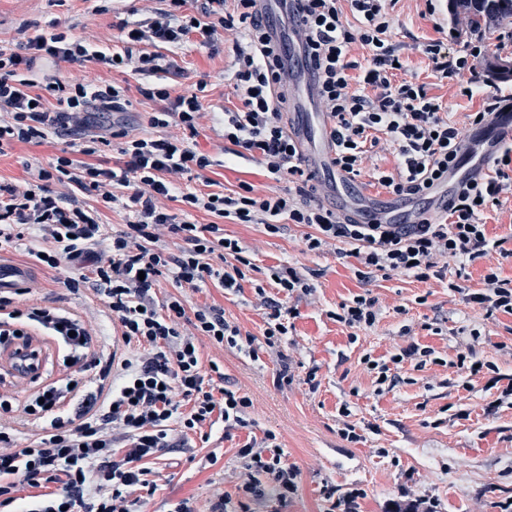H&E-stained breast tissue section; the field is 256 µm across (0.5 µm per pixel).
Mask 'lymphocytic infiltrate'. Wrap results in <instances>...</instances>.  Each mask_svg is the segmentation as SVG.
Listing matches in <instances>:
<instances>
[{
  "mask_svg": "<svg viewBox=\"0 0 512 512\" xmlns=\"http://www.w3.org/2000/svg\"><path fill=\"white\" fill-rule=\"evenodd\" d=\"M164 2L145 20H121L122 47L109 55L67 30L34 34L17 51L0 50V149L41 144L53 135L70 139L68 153L39 169L33 183L0 184V252L16 247L35 229L48 245L42 265L56 269L65 261L84 260L90 246L107 242L106 262L64 284L102 297L118 319L123 346L142 350L138 356L111 355L101 369L102 377L111 378L110 386L90 390L51 384L39 389L30 403L32 413L49 418L50 425L33 434L25 447H15L17 427L5 419L13 407L0 400V510L139 512L141 502L156 490L146 462L173 447L171 431L185 436L216 418L228 430L245 426L250 398L221 387L223 371L215 364L202 366L194 337L217 336L251 353L260 340L273 348L288 333L281 309L269 314L262 337L256 338L242 335L220 308L190 312L179 298L161 304L155 298L163 278L178 288L198 289L211 282L227 290L239 287L251 262L237 240L225 237L220 220L261 224L272 234L284 219L304 224L314 229L306 238L309 250L346 243L351 256L371 272L397 271L423 282L434 275L436 258L472 260L488 252L480 215L488 203L498 201L512 177L506 170L512 147H497L492 168L477 166L462 173L465 138L443 117L442 101L424 86L392 81L400 54L387 38L391 19L383 0H296L297 16L306 32V58L316 67L320 100L333 123L334 167L347 177L357 176L370 134L383 132L397 144L400 157L398 175L379 178L393 195L422 201L435 185L453 182L446 216L426 214L410 224L344 219L335 209L311 202L303 157L287 131L285 105L276 94L277 66L286 46L270 41L269 23L256 10V0H235L230 13L224 0H204L197 19L184 14L187 0ZM347 11L353 16L349 23L343 20ZM234 28L241 35L234 53L242 105L225 111L224 138L236 146L238 157L288 181V190L280 195L259 196L247 184L229 194L176 193L173 176L204 183L213 165L193 143L205 84L176 97L155 84L142 88L145 98L160 103L148 116L160 134L138 136L110 119L128 105L125 87L72 84L51 71L61 62L93 61L109 70L130 66L140 75H174L179 71L176 61L159 53V46L194 40L214 47L222 31ZM355 43L367 50L365 64L349 58ZM421 50L440 77L457 82L461 95L469 97L482 88L475 70L476 60L489 51L482 38L467 40L453 54L440 38L422 43ZM85 114L106 116L110 122L102 134L81 138L77 132ZM172 125L182 128V136L165 135ZM113 149L122 163L100 164L99 156ZM77 152L83 162H75ZM56 181L74 186L75 194H57L51 188ZM83 193L125 211V229L105 236L97 213L80 202ZM175 193L180 212L159 207V199ZM201 210L213 214L215 223L193 222L192 212ZM162 227L181 240L178 252L162 244ZM229 257L234 263L228 267L224 261ZM187 318L195 329L191 336L180 329ZM39 331L62 345L71 365L88 370L92 338L80 317L57 308L24 311L0 294V342L29 345ZM237 456L244 477L236 496L219 497L208 512H250L251 502L266 492L284 500L296 489L300 472L284 459L275 435H267L259 447L245 444Z\"/></svg>",
  "mask_w": 512,
  "mask_h": 512,
  "instance_id": "f902f5d3",
  "label": "lymphocytic infiltrate"
}]
</instances>
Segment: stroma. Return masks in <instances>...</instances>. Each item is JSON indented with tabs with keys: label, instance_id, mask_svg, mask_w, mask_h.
Masks as SVG:
<instances>
[{
	"label": "stroma",
	"instance_id": "35a3bbf8",
	"mask_svg": "<svg viewBox=\"0 0 512 512\" xmlns=\"http://www.w3.org/2000/svg\"><path fill=\"white\" fill-rule=\"evenodd\" d=\"M447 0H386L392 19L389 39L403 58L394 83L412 82L426 87L447 107L448 121L471 132L472 115L493 94L512 93V82L501 83L465 98L455 81L440 78L432 62L421 52L423 42L437 38V28L449 23ZM159 0H105L96 11L93 0H0V49L18 48L27 37L49 29L50 21L70 29L94 48L112 52L118 48L117 19L137 8L146 19ZM235 31L224 34L218 47L190 42L168 48L181 68L167 78L171 95L195 91L206 82L199 121L198 150L218 159L210 178L213 191L227 193L241 184L256 194L274 195L287 183L277 180L258 164L235 156V147L217 137L225 109L239 107L232 72ZM58 75L68 80H99L128 86L131 103L125 115L128 129L150 133L148 114L156 104L141 96L145 76L134 72H109L93 63H60ZM63 141L41 145L17 144L0 155V181L19 186L31 182L38 168L60 155ZM397 146L380 135L368 148L360 173L345 184L344 201L369 198L394 205L398 213L411 204L395 199L378 181L379 173H396ZM491 248L484 258L459 261L439 258L441 277L417 281L393 272L389 276L361 275L356 258L347 256L339 243L312 252L306 246L310 229L303 224L285 225L280 234H269L261 224H225V237L238 240L252 263L240 288L227 291L217 284L191 290L174 287L171 280L156 287L158 300L180 297L187 309L214 306L242 333L262 336L270 312L267 299L294 307L298 315L288 322V334L279 349L258 345L256 355L209 337H197L203 366L218 364L226 387L247 394L246 427L225 430L215 424L209 437L192 433L184 449L163 452L152 463L157 480L154 496L143 512H167L170 504L195 499L201 512L219 495L233 493L241 471L237 451L247 443H261L274 433L289 463L300 478L287 501L267 497L252 512H326L324 487L345 493L364 490L361 512H395L405 498L427 497L436 512H496L498 501L512 497V406L487 413L498 392L488 388L493 375L512 379V314L468 302L467 292L480 291L484 277L496 273L512 280V192H503L499 204L482 215ZM290 265L306 275L314 290L306 296H289L270 280L269 271ZM68 268L37 269L21 295V307H58L74 313L92 334V348L101 358L113 351L119 325L103 299L86 289L65 287ZM375 301L373 324L351 328L335 320L341 304L356 296ZM474 344L486 367L478 374L459 364V341ZM434 349L436 359L422 369L410 363L392 364L391 358L409 343ZM46 367L38 380L17 379L0 388L15 411H22L42 386L66 382L77 376L64 361L65 352L52 338L40 337ZM389 364L398 381L394 387L377 382V371L368 361ZM287 380H280V372ZM94 378V371L79 374ZM354 426L359 441L344 435ZM216 455L208 463V455Z\"/></svg>",
	"mask_w": 512,
	"mask_h": 512
}]
</instances>
